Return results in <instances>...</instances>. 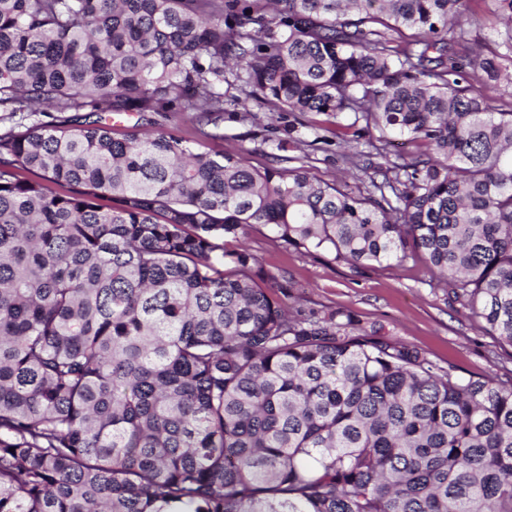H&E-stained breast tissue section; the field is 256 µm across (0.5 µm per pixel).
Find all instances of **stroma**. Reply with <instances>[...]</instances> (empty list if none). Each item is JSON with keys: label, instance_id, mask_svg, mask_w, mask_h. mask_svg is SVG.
Masks as SVG:
<instances>
[{"label": "stroma", "instance_id": "1", "mask_svg": "<svg viewBox=\"0 0 512 512\" xmlns=\"http://www.w3.org/2000/svg\"><path fill=\"white\" fill-rule=\"evenodd\" d=\"M224 97L220 137L205 140L206 149L242 152L254 167H272L279 142H286V156H295L294 146L287 143L288 136L295 135L306 142L316 177L355 192L368 186V176L349 172L335 135L313 117L269 111L249 97L247 88L231 74L224 80ZM113 125L119 133L165 131L189 138L198 129L190 112H163L147 121L133 114L114 120ZM240 243L258 257L265 273L286 284L283 302L290 312L347 311L356 328L414 346L439 366L454 364L465 376H512V347L489 336L481 322L470 317L419 262L373 264L355 270L329 255L284 246L262 228L228 241L232 247Z\"/></svg>", "mask_w": 512, "mask_h": 512}]
</instances>
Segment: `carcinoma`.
<instances>
[{"label": "carcinoma", "instance_id": "carcinoma-1", "mask_svg": "<svg viewBox=\"0 0 512 512\" xmlns=\"http://www.w3.org/2000/svg\"><path fill=\"white\" fill-rule=\"evenodd\" d=\"M469 2L0 0V512H512V379L291 315L217 242L419 261L512 346V108L465 83ZM492 2L500 51L468 65L511 89ZM228 70L353 130L371 190L112 129L219 127ZM195 112H161L160 114H148L146 118L152 120H141L139 115L133 114L120 119L112 120V125L117 133L140 130L141 132L152 133L165 131L184 137H197L198 125L195 121Z\"/></svg>", "mask_w": 512, "mask_h": 512}]
</instances>
